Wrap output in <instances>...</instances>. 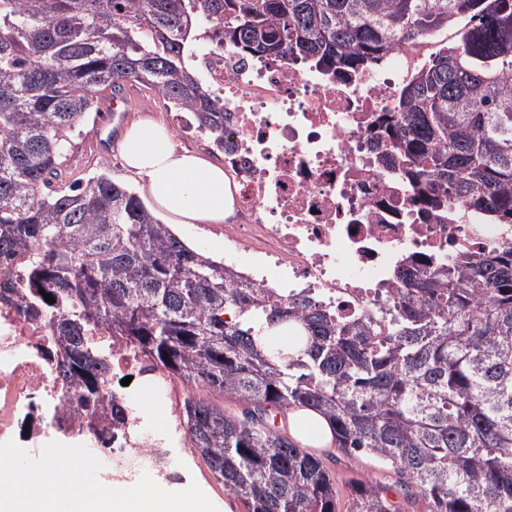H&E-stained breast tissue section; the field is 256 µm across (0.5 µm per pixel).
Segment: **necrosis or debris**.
<instances>
[{
	"instance_id": "obj_1",
	"label": "necrosis or debris",
	"mask_w": 512,
	"mask_h": 512,
	"mask_svg": "<svg viewBox=\"0 0 512 512\" xmlns=\"http://www.w3.org/2000/svg\"><path fill=\"white\" fill-rule=\"evenodd\" d=\"M447 39L433 33L369 71L335 78L311 62L241 55L225 42L223 22L205 26L195 59L227 116L233 212L203 230L223 243L225 265L251 287L304 290L349 318L392 297L399 269L512 241L510 225L484 223L453 203L444 214L422 203L389 151L384 126L403 85ZM88 333L108 349L105 396L129 416L122 434L90 436L87 448L67 453V467L105 455L117 466L103 473L104 483L131 485L145 471L158 487L180 482V469L158 456L170 439L191 445L179 416L180 382L105 326ZM53 345L24 305L0 304V437L38 444L51 427L85 433L48 355ZM154 406L170 412L161 433L145 418Z\"/></svg>"
}]
</instances>
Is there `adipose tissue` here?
<instances>
[{
	"instance_id": "ef3b65f1",
	"label": "adipose tissue",
	"mask_w": 512,
	"mask_h": 512,
	"mask_svg": "<svg viewBox=\"0 0 512 512\" xmlns=\"http://www.w3.org/2000/svg\"><path fill=\"white\" fill-rule=\"evenodd\" d=\"M122 158L152 211L168 223H223L232 202L223 165L178 148L163 125L148 118L130 123ZM59 458V450L46 451L38 475L13 465L0 469V483L16 487V512H212L200 491L174 495L146 477L133 486L82 485Z\"/></svg>"
}]
</instances>
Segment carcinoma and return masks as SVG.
Returning <instances> with one entry per match:
<instances>
[{"mask_svg": "<svg viewBox=\"0 0 512 512\" xmlns=\"http://www.w3.org/2000/svg\"><path fill=\"white\" fill-rule=\"evenodd\" d=\"M210 19L245 54L334 76L462 29L406 83L392 148L415 189H441L432 206L512 225V0H0V303L45 320L58 374L114 432L126 412L87 324L177 378L194 453L245 512H400L380 481L336 482L338 451L377 459L426 512H512V244L403 270L396 306L340 320L190 247L107 160L57 188L107 91L140 85L224 142V104L189 65ZM299 408L329 421L327 450L290 434Z\"/></svg>", "mask_w": 512, "mask_h": 512, "instance_id": "obj_1", "label": "carcinoma"}]
</instances>
